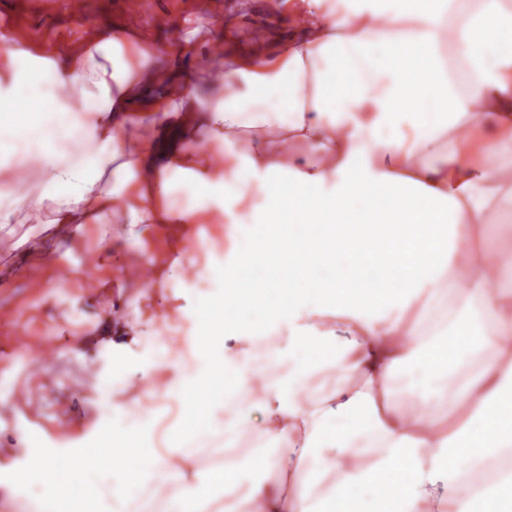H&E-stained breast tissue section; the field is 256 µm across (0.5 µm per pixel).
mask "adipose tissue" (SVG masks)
I'll use <instances>...</instances> for the list:
<instances>
[{
	"label": "adipose tissue",
	"mask_w": 512,
	"mask_h": 512,
	"mask_svg": "<svg viewBox=\"0 0 512 512\" xmlns=\"http://www.w3.org/2000/svg\"><path fill=\"white\" fill-rule=\"evenodd\" d=\"M304 24L280 40L224 54V73L198 85L182 71L159 81L143 67L150 47L125 51L103 33L62 78L32 57L0 83V112L23 108L28 127L0 124V146L37 145L35 176L52 204V245L89 219L119 215L142 239L148 224L227 226L228 246L203 270L211 294L180 308L185 348L164 339L112 358L106 386L129 372L182 401L223 372L230 406L206 426L272 445L276 483L256 463L223 471L197 462L194 482L156 464L170 485L158 512H205L225 486L247 487L238 512H327L360 491L391 512H482L512 493V249L486 243L489 225L512 233V0H299ZM91 146L57 163L58 119ZM120 191L96 192L105 171ZM183 174V201H157ZM258 203L243 208L248 192ZM411 228L392 239L417 264L394 282L367 279L361 291H288L253 326L247 306L221 309L238 289L244 239L282 221ZM223 321L224 337L211 334ZM339 380L310 387L313 366ZM437 390L421 406H398L395 374ZM19 491L53 512L62 468L52 452L29 461Z\"/></svg>",
	"instance_id": "ef3b65f1"
}]
</instances>
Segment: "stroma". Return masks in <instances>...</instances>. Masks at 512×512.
Wrapping results in <instances>:
<instances>
[{
  "mask_svg": "<svg viewBox=\"0 0 512 512\" xmlns=\"http://www.w3.org/2000/svg\"><path fill=\"white\" fill-rule=\"evenodd\" d=\"M269 0H0V81L9 82L10 51L41 55L64 40L70 54L84 53L93 29L106 27L134 37L150 29V67L192 65L206 76L213 51L225 34L247 36L253 24L287 30L288 20L272 16ZM15 159L0 150V208L13 221L0 231V512H34L15 493L18 472L26 468L32 437L49 451L81 447L99 421L112 412L99 393L114 356L134 353L162 336L180 344L184 326L174 293L180 286L202 293V280L183 284L187 265L204 267L223 254L220 225L201 219L194 227L203 245L183 247L184 228L169 233L148 229L142 244H132L120 224H86L52 257H45L41 224L32 221L24 202L27 190L15 177ZM98 244L94 265L82 256ZM152 258L159 276L143 281L145 258ZM66 282L63 291L54 282ZM53 328L59 347L46 371L30 367L27 353L7 349L10 337H29L32 350ZM139 378L115 393L117 403L155 419L157 444H164L179 417L176 403L139 392Z\"/></svg>",
  "mask_w": 512,
  "mask_h": 512,
  "instance_id": "stroma-1",
  "label": "stroma"
}]
</instances>
